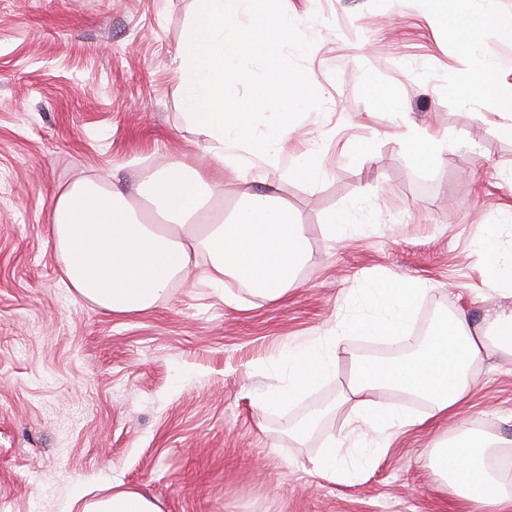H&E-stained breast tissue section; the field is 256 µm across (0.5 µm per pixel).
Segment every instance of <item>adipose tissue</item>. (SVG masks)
I'll return each instance as SVG.
<instances>
[{"instance_id": "1", "label": "adipose tissue", "mask_w": 512, "mask_h": 512, "mask_svg": "<svg viewBox=\"0 0 512 512\" xmlns=\"http://www.w3.org/2000/svg\"><path fill=\"white\" fill-rule=\"evenodd\" d=\"M272 0H196L175 58V72L186 106L187 120L210 140L216 167H229L239 179L253 178L261 189L247 195L246 204L231 222L203 217L207 198L224 193L218 178H206L184 165L165 170H141L137 189L145 194L161 221L145 222L122 191L104 190L91 183L76 186L57 200L53 235L62 272L83 297L115 314L145 310L159 301L174 282L196 269L199 255H207L209 285L223 289L225 276L246 281L251 293L270 301L287 295L295 270L311 259L297 217L274 196L271 171L295 132L294 117L307 106L310 93L287 69H275L261 94L275 111L261 121L252 99L228 105L225 89L241 75L245 57L272 55L278 36L294 30L297 20L271 11ZM266 14L263 25L247 28L243 20L255 12ZM498 25L489 5L475 6L465 35L462 55L470 74L456 88L461 104L473 92L485 90L491 62L475 55L481 33ZM502 40L512 42V23L498 25ZM420 289L371 281L357 296L360 316L345 323L329 346L312 339L291 347L283 365L288 383L257 402L260 410L304 396L326 376L335 373L337 350L347 337H406ZM512 356V305L484 312L479 322L466 315L439 322L415 354L390 361L355 356L351 378L336 399L349 407L362 424L377 427L374 449L362 451L358 468L372 461L375 448L389 447L398 430L422 426L427 419L456 412L467 396L474 368L490 352ZM387 390L426 397L428 415H414L403 407H388L380 395ZM512 440L461 430L429 451V463L457 496L476 512H506L512 506ZM85 512H161L157 501L132 489L91 502Z\"/></svg>"}]
</instances>
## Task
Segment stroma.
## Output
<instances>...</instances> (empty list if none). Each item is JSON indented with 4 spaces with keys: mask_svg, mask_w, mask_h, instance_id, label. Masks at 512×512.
<instances>
[{
    "mask_svg": "<svg viewBox=\"0 0 512 512\" xmlns=\"http://www.w3.org/2000/svg\"><path fill=\"white\" fill-rule=\"evenodd\" d=\"M276 6L298 20L278 53L313 94L280 169L321 146L320 181H275L310 262L278 302L233 276L219 291L195 274L148 310L115 315L65 283L53 211L79 181L139 208V169L212 166L174 73L194 2L0 0V512H82L116 485L162 512H469L424 454L456 422L399 434L341 481L313 461L333 436L350 456L366 431L334 407L352 353L407 354L439 319L478 318L493 295V258L479 243L494 225L512 235V135L488 94L464 107L450 91L468 67L459 39L472 4ZM478 52L492 82L512 84V44L496 29ZM412 124L448 142L429 165L408 150ZM342 211L351 226L334 241L324 226ZM372 279L424 287L412 343L349 337L334 377L259 411L287 348L358 315ZM459 421L512 439V356L484 359Z\"/></svg>",
    "mask_w": 512,
    "mask_h": 512,
    "instance_id": "obj_1",
    "label": "stroma"
}]
</instances>
